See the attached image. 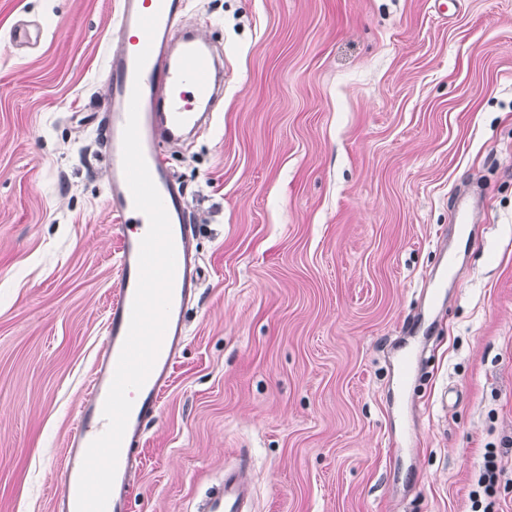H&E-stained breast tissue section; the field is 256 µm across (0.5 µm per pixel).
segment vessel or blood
Wrapping results in <instances>:
<instances>
[{"label": "vessel or blood", "instance_id": "vessel-or-blood-1", "mask_svg": "<svg viewBox=\"0 0 512 512\" xmlns=\"http://www.w3.org/2000/svg\"><path fill=\"white\" fill-rule=\"evenodd\" d=\"M184 8L185 0H120L114 20L121 48L107 57L101 132L108 165L106 206L118 224L120 239L119 280L106 313L107 347L93 366L90 396L79 406L75 427L66 443L60 512H76L85 452L107 428L103 406L128 332L139 277L140 242L149 227L147 216L134 206L122 164V136L133 88L141 90V144L170 219L176 271L168 326L158 357L143 387L131 394L133 407L106 512L128 510L130 477L138 462L134 446L159 410L174 355L185 336L183 310L200 283V268L190 244L193 227L188 222L183 194L162 151L164 146L182 141L185 131L211 122L213 109L224 94V82L216 77L211 45L182 29ZM153 14L158 15L159 21L155 36L150 39L139 27L138 19ZM145 49L150 55L139 72L135 57ZM249 500V487L240 468H228L222 484L209 494L199 512H251Z\"/></svg>", "mask_w": 512, "mask_h": 512}]
</instances>
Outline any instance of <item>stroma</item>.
Segmentation results:
<instances>
[{
  "mask_svg": "<svg viewBox=\"0 0 512 512\" xmlns=\"http://www.w3.org/2000/svg\"><path fill=\"white\" fill-rule=\"evenodd\" d=\"M118 2L0 0V512H53L107 345ZM184 21L224 96L167 156L202 279L129 512H195L236 461L254 512H472L489 450L490 512H512V0H189ZM21 24L41 41L12 44Z\"/></svg>",
  "mask_w": 512,
  "mask_h": 512,
  "instance_id": "obj_1",
  "label": "stroma"
}]
</instances>
